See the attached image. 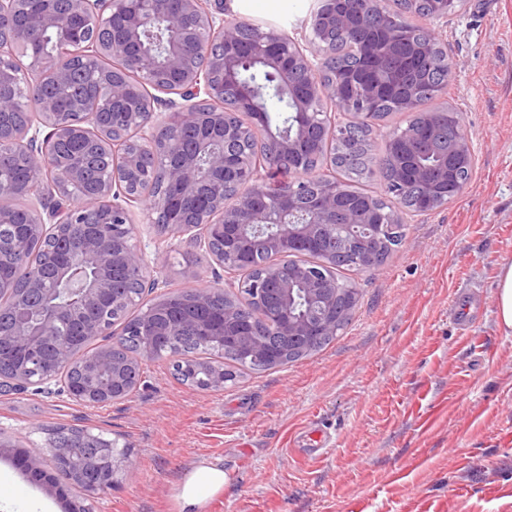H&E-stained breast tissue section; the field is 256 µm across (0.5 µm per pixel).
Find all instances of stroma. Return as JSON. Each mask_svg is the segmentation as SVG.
<instances>
[{
	"instance_id": "obj_1",
	"label": "stroma",
	"mask_w": 512,
	"mask_h": 512,
	"mask_svg": "<svg viewBox=\"0 0 512 512\" xmlns=\"http://www.w3.org/2000/svg\"><path fill=\"white\" fill-rule=\"evenodd\" d=\"M318 6L290 0L248 19L299 39ZM438 32L456 77L430 105L461 113L476 166L448 204L406 217L383 267L351 272L359 304L335 341L220 391L181 383L166 358L107 405L7 389L0 439L37 455L65 426L129 445L131 470L92 512H178L182 475L201 458L224 469L205 512H512V334L496 317L512 262V0H464ZM133 222L160 292L212 282L205 248L155 246L145 213ZM472 288L481 311L464 330L451 310ZM313 429L315 457L301 446ZM0 512L64 503L0 456Z\"/></svg>"
}]
</instances>
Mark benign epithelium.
I'll use <instances>...</instances> for the list:
<instances>
[{
    "instance_id": "1",
    "label": "benign epithelium",
    "mask_w": 512,
    "mask_h": 512,
    "mask_svg": "<svg viewBox=\"0 0 512 512\" xmlns=\"http://www.w3.org/2000/svg\"><path fill=\"white\" fill-rule=\"evenodd\" d=\"M23 0H0V54L29 45L40 34L55 30L68 35L84 21H93L104 36L87 39L85 49L92 54L114 53L123 70L150 74L144 58L153 56L142 44V34L156 25L163 26L169 39L158 45L166 67L178 75L173 91L178 98L147 100L132 98L134 89L120 75L107 82L103 106L77 104L61 110L58 104L40 95L46 77L65 82L70 69L53 58L33 59L21 75L0 63V150L18 148L27 156L34 184L23 192L39 199L41 210L31 212L27 232L14 235L0 250L25 268L23 306L44 314L41 326L29 329L15 315L0 311V330L8 336L20 357L10 379L36 391L56 393L87 404L112 400V395L129 393L134 368L140 358L111 345L84 365L85 383L79 391L65 379L48 376L57 369L66 372L73 362V340H54L57 323L77 318L96 307L105 296H112V310L126 303V297L113 287L115 271L139 269L149 272L144 248L136 238L131 209L140 208L150 223L157 225L164 238L205 248L216 265L226 268L229 256L249 257L262 249L268 260L260 273L237 283L253 295L255 317L263 316L271 296L285 299L296 287L316 294L324 303L325 318L317 327L306 320H291L282 328L286 336H323L336 326V285L323 279L320 269L294 273L288 269V254L280 251L284 240L302 248L314 238L327 239L336 229L340 185L331 178L314 174L288 182L273 193L268 189L272 170L252 162L247 137L255 128L228 119L224 111H206L200 105L218 99L234 101L252 108L253 117L265 118L266 109L255 103L253 91L241 79L240 28L242 21L225 18L222 0H141L140 8L119 14V0H65L62 9L56 0H45L44 9L33 19L20 11ZM312 31L340 29L346 33L353 23L336 13L334 0H321L314 14ZM426 40L413 45V51L427 56L446 48L433 27L424 28ZM398 34L391 33L386 51L369 49L376 70L392 69ZM249 58L263 67L276 70L294 100L298 121L294 135L263 139L271 161L295 156L300 144L326 126L316 123L326 103L352 116L351 123L370 122L372 104L379 97L380 84L353 73L340 83L329 76L336 67L335 54L324 38H304V43L285 34L248 52ZM187 59L202 63L186 67ZM399 108L410 114L415 127L425 126L426 110L415 96L398 100ZM28 112L22 126L13 123L19 109ZM69 142L79 148L72 163L61 160L57 146ZM207 156L208 173L200 174L199 162ZM458 161L465 165L475 160L470 140L462 137L455 146ZM344 227L360 231L357 235L358 261L365 271L377 268V228L382 212L372 202L345 211ZM34 236L50 237L69 249L66 264L59 266L48 257L35 269L28 263L29 241ZM77 265L91 270L92 281H82L69 289L72 299L66 304L47 306L54 286L70 278ZM241 309L234 294L224 292V323L241 320ZM147 336L166 339L175 333L170 323L158 322L146 314L141 319ZM111 315L83 324L85 336H107ZM240 348L254 363L263 361V343L257 332L240 337ZM80 441L92 449L79 463L73 446L52 437L47 453L56 476L44 473L40 456L14 454L17 464L43 482L49 491L65 500V512H87L85 501L111 489L118 476L130 471V454L114 441L86 429Z\"/></svg>"
}]
</instances>
